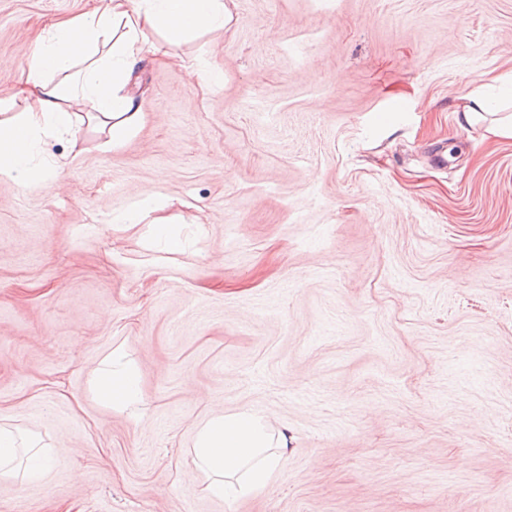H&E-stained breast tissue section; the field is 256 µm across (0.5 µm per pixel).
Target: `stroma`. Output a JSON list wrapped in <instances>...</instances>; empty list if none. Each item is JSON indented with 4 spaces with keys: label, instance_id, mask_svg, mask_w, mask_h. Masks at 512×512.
<instances>
[{
    "label": "stroma",
    "instance_id": "obj_1",
    "mask_svg": "<svg viewBox=\"0 0 512 512\" xmlns=\"http://www.w3.org/2000/svg\"><path fill=\"white\" fill-rule=\"evenodd\" d=\"M224 2L144 61L122 145L75 101L35 159L68 171L0 179V424L53 458L0 512H512V140L454 114L512 73V0ZM91 4L0 0V98ZM144 196L182 252L114 230ZM118 345L135 418L92 387ZM242 409L288 452L225 502L195 435Z\"/></svg>",
    "mask_w": 512,
    "mask_h": 512
}]
</instances>
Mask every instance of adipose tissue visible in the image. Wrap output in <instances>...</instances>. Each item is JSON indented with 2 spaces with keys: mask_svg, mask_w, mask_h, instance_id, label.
I'll use <instances>...</instances> for the list:
<instances>
[{
  "mask_svg": "<svg viewBox=\"0 0 512 512\" xmlns=\"http://www.w3.org/2000/svg\"><path fill=\"white\" fill-rule=\"evenodd\" d=\"M224 0H108L72 18L55 22L47 37L27 59V76L13 98L0 100V177L26 187L41 174L33 164L48 140L73 137L77 116L70 102H91L110 146L121 145L140 119L135 96L124 89L135 70L158 51L148 37L157 32L170 43L223 28ZM501 99L491 103L481 91L460 95L456 106L462 127H483L489 138L512 140V77L499 79ZM33 101L25 112H14L15 100ZM160 204L142 198L122 216L124 229L144 223L152 238L175 253L183 242ZM99 398L113 410L126 412L140 401L138 370L122 348H113L103 369L93 377ZM25 443L12 429L0 427V476L22 460L30 481H40L52 456L48 449L25 451ZM288 440L274 433L261 417L242 411L211 416L198 430L194 463L207 473L211 496L234 500L263 487L284 462Z\"/></svg>",
  "mask_w": 512,
  "mask_h": 512,
  "instance_id": "1",
  "label": "adipose tissue"
}]
</instances>
